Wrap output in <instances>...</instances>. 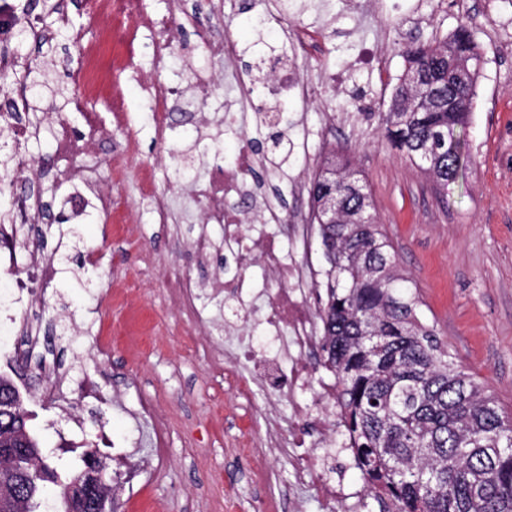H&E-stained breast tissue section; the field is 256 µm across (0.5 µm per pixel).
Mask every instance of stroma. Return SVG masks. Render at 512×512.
Segmentation results:
<instances>
[{
  "mask_svg": "<svg viewBox=\"0 0 512 512\" xmlns=\"http://www.w3.org/2000/svg\"><path fill=\"white\" fill-rule=\"evenodd\" d=\"M263 9L287 11L289 21L302 27L313 50L298 69L323 84L317 101L289 107V118L298 123L290 135L307 136L308 145L277 165L266 150L273 123L249 111L233 124L224 110L227 96L269 78V60L289 49L286 38L265 36L254 26ZM462 24L483 64L471 118L456 130L464 143L460 173L439 190L387 142L380 115L405 71L401 47L438 44ZM223 25L237 44L233 67L218 70L204 110L173 107L172 139L154 132L144 108L146 86L164 81L191 87L202 59L196 32L179 30L164 70H155L145 55L121 76L126 124L95 156L101 163L119 157L125 171L118 186L132 206L125 232L99 216L94 190L79 189L62 171L15 182L16 192L36 187L47 201L40 221L50 230L41 249L59 271L34 285L38 329L49 357L74 385L65 402L43 403L29 372L13 370L16 336L7 330L0 332V371L11 373L27 395L33 424L59 468L75 466L86 445L101 449L110 471L119 474L128 462L149 463L144 488L135 497H119L118 512H320L314 489L290 486L287 449L267 445L275 413L280 440L293 430L316 446L319 433L311 420L290 421L287 393L244 394L260 380L259 362L289 361L287 347L261 325L279 283L259 259L237 265L219 226L209 228L216 243L209 262H198L187 241L201 225L194 180L217 162L235 163L245 149L257 158L243 177L246 187L264 190L291 219L309 208L317 167L346 149L351 169L368 186L398 270L424 303L425 320L512 417V0H237ZM365 44L379 54L381 70L331 83L332 74L351 70L352 55ZM25 49L46 57L51 88L69 89L68 72L79 56L73 40ZM146 176L172 198L169 223H158L140 195ZM90 254L95 264L87 263ZM173 262L202 284L222 278L226 292L203 293L204 313L196 315L165 285ZM240 281L258 288V295L237 298ZM244 331L250 360L235 355ZM142 399L153 404L158 420L133 417ZM335 445L336 479L360 496L361 512H380L345 435L336 436Z\"/></svg>",
  "mask_w": 512,
  "mask_h": 512,
  "instance_id": "obj_1",
  "label": "stroma"
}]
</instances>
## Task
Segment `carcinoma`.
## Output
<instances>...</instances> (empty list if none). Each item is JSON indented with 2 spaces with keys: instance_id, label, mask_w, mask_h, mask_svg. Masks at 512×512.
<instances>
[{
  "instance_id": "carcinoma-1",
  "label": "carcinoma",
  "mask_w": 512,
  "mask_h": 512,
  "mask_svg": "<svg viewBox=\"0 0 512 512\" xmlns=\"http://www.w3.org/2000/svg\"><path fill=\"white\" fill-rule=\"evenodd\" d=\"M402 55L405 73L382 116L385 134L444 186L456 175L454 132L470 119L482 55L465 26L438 46L408 43ZM22 85L28 111H44L41 66L24 71ZM417 92L432 98L433 111L412 109ZM15 153L1 129V173L12 171ZM333 194L336 223L318 225L321 244L336 257L317 312L320 347L364 478L390 512H512V418L422 322V302L396 272L376 219L346 223L356 210L371 214L370 195H357L348 181L336 182ZM17 413V421L0 418V431L10 426L27 443L12 461L27 475V503L15 512H47L49 485L63 491L80 473L62 477L27 428L22 399Z\"/></svg>"
}]
</instances>
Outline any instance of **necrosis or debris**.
Listing matches in <instances>:
<instances>
[{"label": "necrosis or debris", "mask_w": 512, "mask_h": 512, "mask_svg": "<svg viewBox=\"0 0 512 512\" xmlns=\"http://www.w3.org/2000/svg\"><path fill=\"white\" fill-rule=\"evenodd\" d=\"M183 22V17L175 10L162 17L148 14L143 0H89L84 26L73 32L75 40L82 43L81 56L68 74L76 90L73 109L79 113L83 128L80 132H73L61 115H54L53 163L64 165L73 178L87 181L91 153L99 141L110 136L105 116L116 117L125 110L122 86L113 81V70L129 66L139 55L138 34L143 28L153 34L154 66L164 67L174 48L176 28ZM22 25L28 26L33 34L42 32L38 15H22L16 0H0V69L12 71L19 67L20 58L6 52L5 46L10 43L16 28ZM289 39L291 52L275 61L272 81L256 86L250 93L251 98L259 100L262 110L273 112L288 99L313 101L320 95L319 87L304 79L297 68L298 59L308 53L304 35L295 30ZM201 45L208 63L195 70L191 90L164 82L149 87L147 107L160 139H168L172 130L166 112L169 102L182 101L189 106L205 107L215 85L211 62L232 61L237 53L234 44L214 36L206 23L201 26ZM91 99L104 101L108 107L107 114L89 108L87 102ZM255 163L256 159L250 153H241L236 165L213 167L208 179L194 183L192 191L200 202L204 226H223L237 256L259 258L283 284L269 304L263 323L269 333L285 337L288 342L291 416L304 419L309 416L310 408L302 398L309 384V370L303 356L317 349L321 340L319 327L306 300L313 278L310 268L298 264L293 252H284L276 235L255 234L245 225V215L239 205L247 195L243 175ZM288 445L296 482L318 491L322 512H335L337 504L352 499V492L336 481L332 474L330 457L333 448L330 440H323V450L319 453L307 450L304 438L298 435L290 436Z\"/></svg>", "instance_id": "4bbe7bcc"}]
</instances>
